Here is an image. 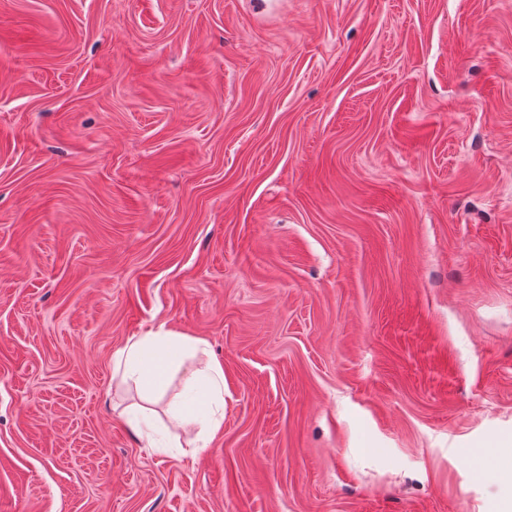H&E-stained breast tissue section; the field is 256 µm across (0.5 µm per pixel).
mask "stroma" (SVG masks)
I'll return each mask as SVG.
<instances>
[{
  "label": "stroma",
  "mask_w": 512,
  "mask_h": 512,
  "mask_svg": "<svg viewBox=\"0 0 512 512\" xmlns=\"http://www.w3.org/2000/svg\"><path fill=\"white\" fill-rule=\"evenodd\" d=\"M504 436L512 0H0V512H497ZM201 339L190 338L172 329L160 328L128 340L116 353V367L125 378L135 380L148 395L161 391L175 368V354L196 350ZM201 376L205 382L206 395L203 396L199 390L190 388L191 392L171 408V413L176 419L192 416L200 423L202 429L214 434L219 430L221 421L215 417L212 403L224 400L221 388L224 383V369L220 364L213 363L208 365L207 370Z\"/></svg>",
  "instance_id": "stroma-1"
}]
</instances>
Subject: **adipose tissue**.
Wrapping results in <instances>:
<instances>
[{
  "label": "adipose tissue",
  "instance_id": "obj_1",
  "mask_svg": "<svg viewBox=\"0 0 512 512\" xmlns=\"http://www.w3.org/2000/svg\"><path fill=\"white\" fill-rule=\"evenodd\" d=\"M199 339L191 338L172 329L162 328L127 341L116 353V366L124 377L135 380L147 394L158 393L165 386L175 368V355L197 349ZM202 378L204 390L191 392L172 407L174 418L193 417L203 429L217 432L221 422L212 405L222 397L224 370L220 364L208 365Z\"/></svg>",
  "mask_w": 512,
  "mask_h": 512
}]
</instances>
